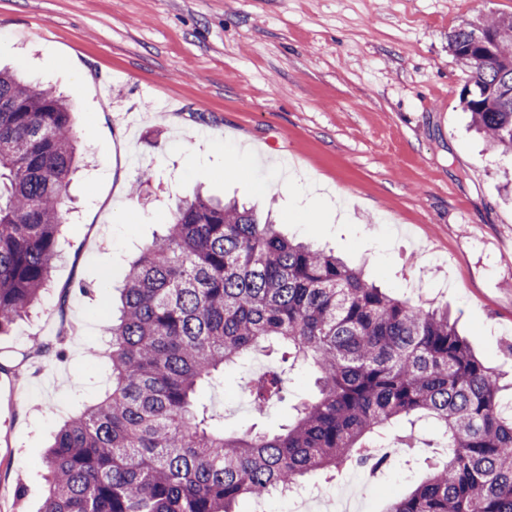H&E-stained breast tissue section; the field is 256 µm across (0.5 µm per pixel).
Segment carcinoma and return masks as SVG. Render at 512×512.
<instances>
[{"instance_id": "carcinoma-1", "label": "carcinoma", "mask_w": 512, "mask_h": 512, "mask_svg": "<svg viewBox=\"0 0 512 512\" xmlns=\"http://www.w3.org/2000/svg\"><path fill=\"white\" fill-rule=\"evenodd\" d=\"M477 30L448 33L468 72L462 102L489 145L512 153V16L481 22L489 35L506 33L487 58ZM76 152L67 100L0 70V336L49 288ZM120 302L104 325L112 389L55 436L41 512H236L239 500L311 474L380 467L373 448L384 430L423 417L439 428L444 459L386 512H512V386L475 355L448 309L395 297L253 208L200 193L170 210ZM266 342L284 348L289 369H316L319 397L281 432L227 436L197 391ZM43 353L0 362V373L16 376ZM283 392L276 370L250 389L256 408Z\"/></svg>"}]
</instances>
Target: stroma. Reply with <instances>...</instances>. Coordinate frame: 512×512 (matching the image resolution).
Here are the masks:
<instances>
[{"label": "stroma", "instance_id": "35a3bbf8", "mask_svg": "<svg viewBox=\"0 0 512 512\" xmlns=\"http://www.w3.org/2000/svg\"><path fill=\"white\" fill-rule=\"evenodd\" d=\"M510 15L512 0H0V66L72 102L86 156L52 286L0 338L14 354L73 327L21 379L0 374V512H40L48 447L112 384L102 325L128 264L199 189L271 210L396 296L447 306L511 376L512 159L471 131L468 74L448 50L452 29ZM282 366L279 350L251 354L198 400L225 433L278 430L317 393L312 370L288 371L283 399L256 414L249 380ZM428 462L419 447L373 476L361 512L406 496Z\"/></svg>", "mask_w": 512, "mask_h": 512}]
</instances>
